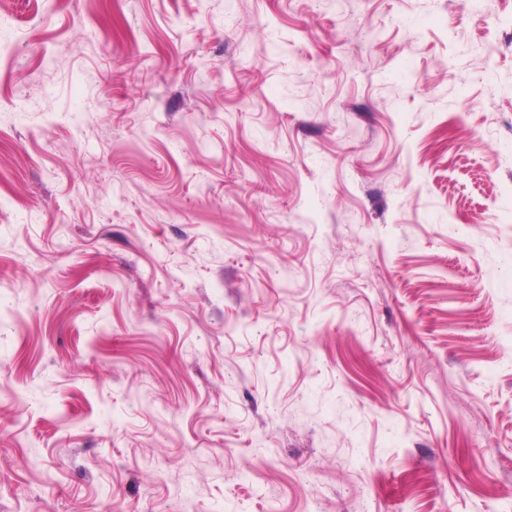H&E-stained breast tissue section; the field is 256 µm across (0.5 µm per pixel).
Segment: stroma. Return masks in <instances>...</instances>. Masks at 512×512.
I'll return each mask as SVG.
<instances>
[{"instance_id": "1", "label": "stroma", "mask_w": 512, "mask_h": 512, "mask_svg": "<svg viewBox=\"0 0 512 512\" xmlns=\"http://www.w3.org/2000/svg\"><path fill=\"white\" fill-rule=\"evenodd\" d=\"M0 512H512V0H0Z\"/></svg>"}]
</instances>
